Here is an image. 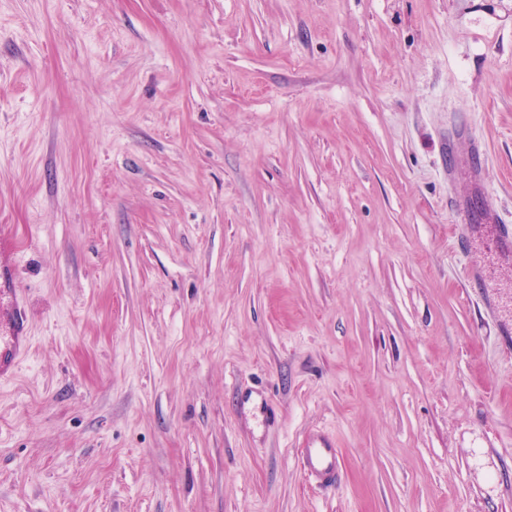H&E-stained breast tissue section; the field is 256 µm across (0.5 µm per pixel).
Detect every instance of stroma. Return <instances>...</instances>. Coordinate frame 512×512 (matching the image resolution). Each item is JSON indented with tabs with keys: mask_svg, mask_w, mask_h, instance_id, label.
Masks as SVG:
<instances>
[{
	"mask_svg": "<svg viewBox=\"0 0 512 512\" xmlns=\"http://www.w3.org/2000/svg\"><path fill=\"white\" fill-rule=\"evenodd\" d=\"M488 196L512 0H0V512H512ZM0 334V379H5L14 374L18 359L28 347L27 315L18 303L8 330ZM304 473L324 488L335 487L341 480V467L333 441L325 435L313 436L304 448Z\"/></svg>",
	"mask_w": 512,
	"mask_h": 512,
	"instance_id": "obj_1",
	"label": "stroma"
}]
</instances>
